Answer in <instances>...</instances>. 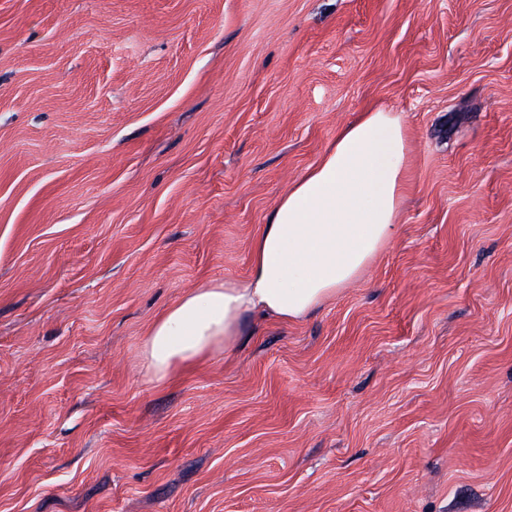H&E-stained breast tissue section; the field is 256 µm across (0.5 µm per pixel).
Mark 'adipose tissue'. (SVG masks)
I'll return each mask as SVG.
<instances>
[{
    "label": "adipose tissue",
    "instance_id": "1",
    "mask_svg": "<svg viewBox=\"0 0 512 512\" xmlns=\"http://www.w3.org/2000/svg\"><path fill=\"white\" fill-rule=\"evenodd\" d=\"M407 135L398 113H360L281 196L251 247L241 281L209 282L149 327L151 380L233 349L248 315L300 321L335 298L393 235L404 198Z\"/></svg>",
    "mask_w": 512,
    "mask_h": 512
}]
</instances>
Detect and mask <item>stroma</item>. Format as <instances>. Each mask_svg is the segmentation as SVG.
I'll list each match as a JSON object with an SVG mask.
<instances>
[{
  "label": "stroma",
  "mask_w": 512,
  "mask_h": 512,
  "mask_svg": "<svg viewBox=\"0 0 512 512\" xmlns=\"http://www.w3.org/2000/svg\"><path fill=\"white\" fill-rule=\"evenodd\" d=\"M378 108L389 244L150 382ZM0 512H512V0H0Z\"/></svg>",
  "instance_id": "obj_1"
}]
</instances>
